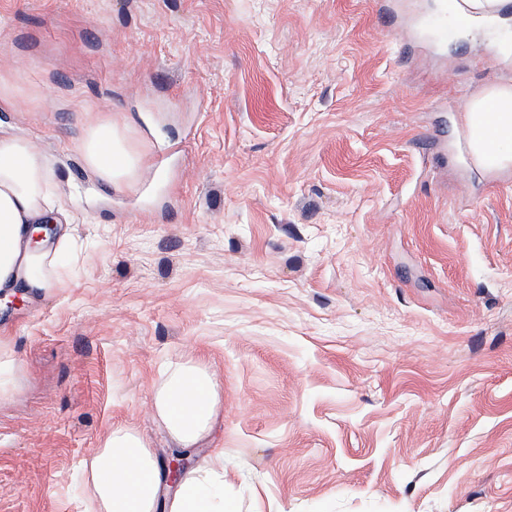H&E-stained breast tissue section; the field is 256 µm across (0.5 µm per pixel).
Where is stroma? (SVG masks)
<instances>
[{"mask_svg":"<svg viewBox=\"0 0 512 512\" xmlns=\"http://www.w3.org/2000/svg\"><path fill=\"white\" fill-rule=\"evenodd\" d=\"M432 0H0V136L52 160L79 257L0 308V512H84L115 426L155 457L167 367L223 406L233 512H512V167L464 107L512 85V12L445 46ZM109 114L135 186L85 166ZM172 148L159 163V146Z\"/></svg>","mask_w":512,"mask_h":512,"instance_id":"stroma-1","label":"stroma"}]
</instances>
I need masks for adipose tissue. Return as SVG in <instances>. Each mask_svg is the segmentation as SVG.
Returning <instances> with one entry per match:
<instances>
[{"label": "adipose tissue", "instance_id": "adipose-tissue-1", "mask_svg": "<svg viewBox=\"0 0 512 512\" xmlns=\"http://www.w3.org/2000/svg\"><path fill=\"white\" fill-rule=\"evenodd\" d=\"M493 111H486V103ZM465 121L476 133L493 123L501 138L512 137V86L501 85L472 99ZM86 164L116 186L133 184L142 157L126 130L112 118L90 123L81 142ZM56 193L48 160L28 140L0 138V293L22 288L46 291L63 281L70 235L60 226L56 240L32 243L37 225L58 223ZM222 398L220 385L205 364L190 361L168 368L155 393L154 407L182 447L196 445L212 429ZM91 488L92 512H155L160 479L146 442L115 427L83 463ZM169 512H225L224 452L215 450L207 472L187 471L173 493Z\"/></svg>", "mask_w": 512, "mask_h": 512}]
</instances>
